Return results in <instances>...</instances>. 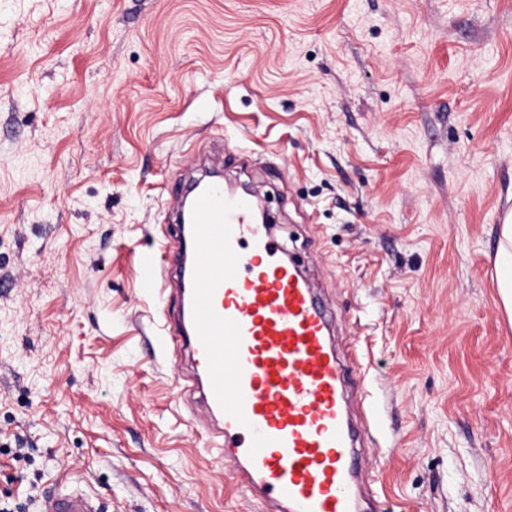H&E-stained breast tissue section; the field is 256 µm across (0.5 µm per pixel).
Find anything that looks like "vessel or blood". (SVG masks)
I'll use <instances>...</instances> for the list:
<instances>
[{"mask_svg": "<svg viewBox=\"0 0 512 512\" xmlns=\"http://www.w3.org/2000/svg\"><path fill=\"white\" fill-rule=\"evenodd\" d=\"M187 198L189 221L169 247L180 281L175 333L221 420L216 457L271 512H364L361 440L346 402L365 379L359 358H340L331 314L298 262L255 224L252 199L217 182ZM38 512L102 510L64 480Z\"/></svg>", "mask_w": 512, "mask_h": 512, "instance_id": "b4317fda", "label": "vessel or blood"}]
</instances>
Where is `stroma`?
<instances>
[{
	"mask_svg": "<svg viewBox=\"0 0 512 512\" xmlns=\"http://www.w3.org/2000/svg\"><path fill=\"white\" fill-rule=\"evenodd\" d=\"M201 159L361 352L381 512H512V0H0V503L260 512L141 265ZM497 288L505 311L512 318V216L499 226V250L495 262ZM37 512H102V508L78 483L64 480L57 491L43 497Z\"/></svg>",
	"mask_w": 512,
	"mask_h": 512,
	"instance_id": "1",
	"label": "stroma"
}]
</instances>
